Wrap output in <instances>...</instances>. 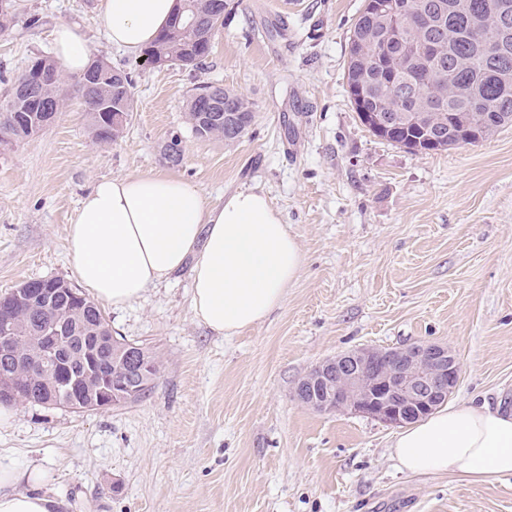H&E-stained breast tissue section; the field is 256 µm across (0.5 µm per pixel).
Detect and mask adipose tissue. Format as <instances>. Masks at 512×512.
Wrapping results in <instances>:
<instances>
[{
    "mask_svg": "<svg viewBox=\"0 0 512 512\" xmlns=\"http://www.w3.org/2000/svg\"><path fill=\"white\" fill-rule=\"evenodd\" d=\"M179 8L178 0H99L113 47L137 57ZM53 53L81 76L90 57L82 29L54 30ZM79 282L103 304L123 307L190 267L195 319L231 336L264 321L283 303L305 254L281 212L263 192L239 191L207 205L195 186L156 172L95 183L67 231ZM391 456L418 476L490 482L512 475V411L485 404L438 409L397 433ZM39 466L17 468L0 458V512H56L42 494Z\"/></svg>",
    "mask_w": 512,
    "mask_h": 512,
    "instance_id": "adipose-tissue-1",
    "label": "adipose tissue"
}]
</instances>
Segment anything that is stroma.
I'll use <instances>...</instances> for the list:
<instances>
[{"label": "stroma", "instance_id": "obj_1", "mask_svg": "<svg viewBox=\"0 0 512 512\" xmlns=\"http://www.w3.org/2000/svg\"><path fill=\"white\" fill-rule=\"evenodd\" d=\"M198 69L144 64L104 37L97 0H17L0 32V100L57 23L132 77L134 112L96 142L73 77L40 133L0 149V296L73 280L67 228L94 181L165 172L208 205L266 193L307 259L282 305L224 337L191 311V271L104 312L115 336L160 357L152 391L97 412L20 404L0 455L40 465L60 512H512V478L411 476L394 426L321 413L295 389L316 364L364 346L445 343L460 365L450 403L512 405V126L477 145L414 155L362 126L346 92V47L364 0H229ZM37 24H30V17ZM246 96L234 142L196 138L195 87ZM179 134L184 155L162 147Z\"/></svg>", "mask_w": 512, "mask_h": 512}]
</instances>
